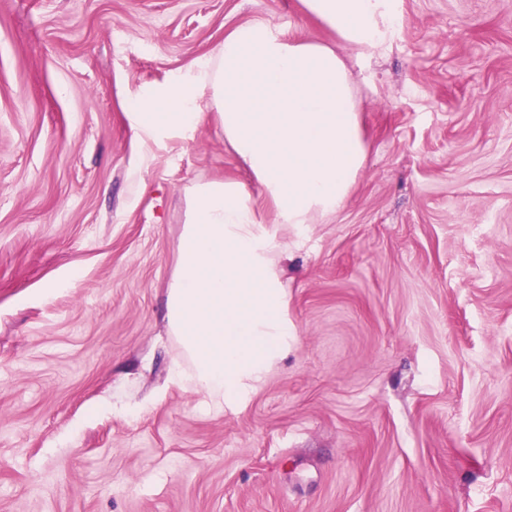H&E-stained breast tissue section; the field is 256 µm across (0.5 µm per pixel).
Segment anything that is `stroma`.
I'll use <instances>...</instances> for the list:
<instances>
[{"mask_svg": "<svg viewBox=\"0 0 512 512\" xmlns=\"http://www.w3.org/2000/svg\"><path fill=\"white\" fill-rule=\"evenodd\" d=\"M343 209L285 232L295 334L221 413L169 387L184 188H260L131 100L299 0H0V512H512V0H401ZM139 408L137 417L122 414Z\"/></svg>", "mask_w": 512, "mask_h": 512, "instance_id": "35a3bbf8", "label": "stroma"}]
</instances>
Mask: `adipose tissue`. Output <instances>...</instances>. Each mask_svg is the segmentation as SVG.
<instances>
[{
    "mask_svg": "<svg viewBox=\"0 0 512 512\" xmlns=\"http://www.w3.org/2000/svg\"><path fill=\"white\" fill-rule=\"evenodd\" d=\"M337 45L302 41L254 19L233 28L195 74L133 101L132 127L158 141L191 136L216 110L224 141L261 195L238 181L188 187L167 333L179 349L171 385L223 410L288 348L279 228L302 231L342 208L369 153L352 66L368 68L400 35V0H300ZM275 212L267 224L257 206Z\"/></svg>",
    "mask_w": 512,
    "mask_h": 512,
    "instance_id": "ef3b65f1",
    "label": "adipose tissue"
}]
</instances>
